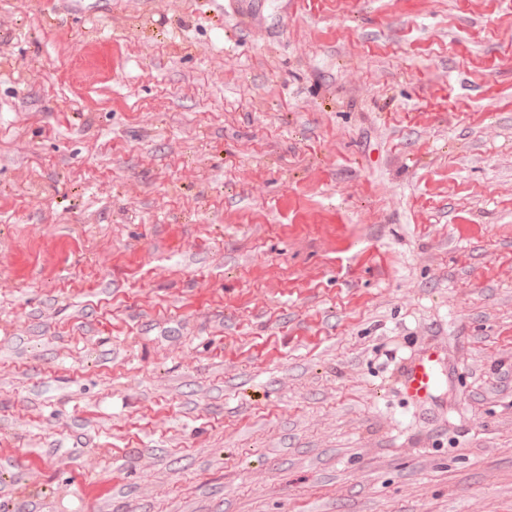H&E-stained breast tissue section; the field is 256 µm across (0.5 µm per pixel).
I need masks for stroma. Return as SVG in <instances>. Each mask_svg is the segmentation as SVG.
<instances>
[{"mask_svg":"<svg viewBox=\"0 0 512 512\" xmlns=\"http://www.w3.org/2000/svg\"><path fill=\"white\" fill-rule=\"evenodd\" d=\"M0 512H512V0H0ZM399 377L407 395L417 401L433 400L450 383V374L435 352L425 350L411 355L401 365Z\"/></svg>","mask_w":512,"mask_h":512,"instance_id":"stroma-1","label":"stroma"}]
</instances>
